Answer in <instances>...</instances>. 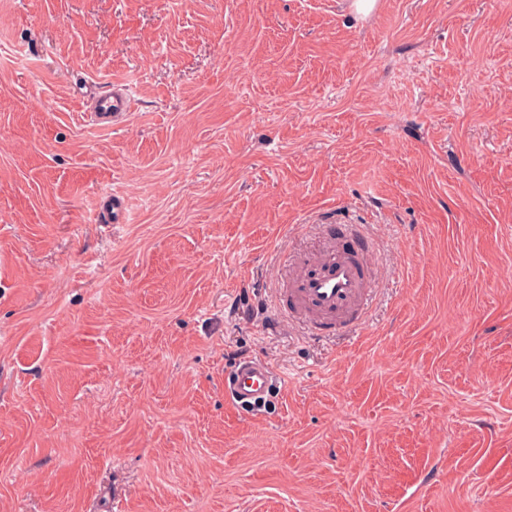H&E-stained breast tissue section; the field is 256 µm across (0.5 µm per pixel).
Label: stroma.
I'll return each mask as SVG.
<instances>
[{
  "label": "stroma",
  "instance_id": "obj_1",
  "mask_svg": "<svg viewBox=\"0 0 512 512\" xmlns=\"http://www.w3.org/2000/svg\"><path fill=\"white\" fill-rule=\"evenodd\" d=\"M351 2L0 0V512H512V0ZM124 87L120 83H114L112 90L95 98L92 115L97 124L112 126L113 121L121 112H127L129 99ZM335 246L317 254L309 267L289 278L286 310L305 323L313 334L334 324L345 328L358 323L372 288L364 274L366 238L357 224H329ZM349 240L337 244L336 233ZM274 387V375L267 363L256 358L239 360L224 377V396L239 409L265 407Z\"/></svg>",
  "mask_w": 512,
  "mask_h": 512
}]
</instances>
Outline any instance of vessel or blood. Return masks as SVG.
<instances>
[{
    "mask_svg": "<svg viewBox=\"0 0 512 512\" xmlns=\"http://www.w3.org/2000/svg\"><path fill=\"white\" fill-rule=\"evenodd\" d=\"M128 105L124 86L113 84L111 90L96 97L94 119L99 125H112ZM330 231L345 234L346 242L329 246L306 270L290 276L286 301L292 317L317 335L335 326L345 328L358 323L371 293L363 267L367 244L360 226L334 224ZM273 387L271 368L255 358L239 360L224 378L225 397L240 409L265 407Z\"/></svg>",
    "mask_w": 512,
    "mask_h": 512,
    "instance_id": "b4317fda",
    "label": "vessel or blood"
}]
</instances>
